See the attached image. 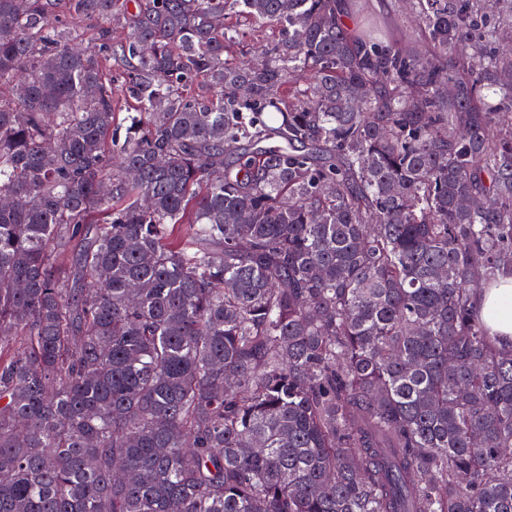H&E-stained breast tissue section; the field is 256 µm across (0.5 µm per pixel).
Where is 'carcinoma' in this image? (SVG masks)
<instances>
[{
  "label": "carcinoma",
  "mask_w": 512,
  "mask_h": 512,
  "mask_svg": "<svg viewBox=\"0 0 512 512\" xmlns=\"http://www.w3.org/2000/svg\"><path fill=\"white\" fill-rule=\"evenodd\" d=\"M400 2L0 0V512H512V0ZM475 308L498 334V345L512 346V276L496 288H486L475 296Z\"/></svg>",
  "instance_id": "obj_1"
}]
</instances>
